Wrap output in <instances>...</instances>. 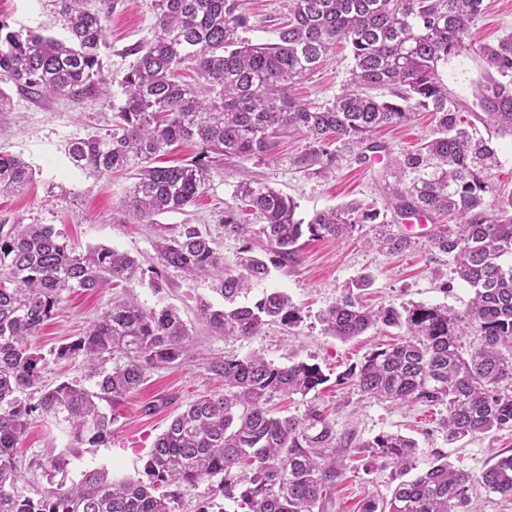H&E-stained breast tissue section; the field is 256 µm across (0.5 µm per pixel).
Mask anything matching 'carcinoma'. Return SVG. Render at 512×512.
I'll list each match as a JSON object with an SVG mask.
<instances>
[{
  "label": "carcinoma",
  "mask_w": 512,
  "mask_h": 512,
  "mask_svg": "<svg viewBox=\"0 0 512 512\" xmlns=\"http://www.w3.org/2000/svg\"><path fill=\"white\" fill-rule=\"evenodd\" d=\"M483 2L291 0L274 39L254 44L245 37L254 24L242 0H151L152 36L127 51L134 61L121 81L112 129L68 141L66 154L103 181L136 170L125 207L138 223L154 225L159 264L192 278L220 271L215 292L224 306L202 301L198 319L226 337L253 338L269 324L290 330L302 321L278 290L251 306L237 304L269 266L298 263L305 233L339 238L361 224L385 223L381 212L351 202L306 222L292 197L243 179L222 220L224 236L242 242L233 267L196 225L172 234L154 217L192 204L215 158L276 162L292 138L303 143L292 163L324 176L346 158L372 162L388 153L376 129L403 125L417 110L433 113V133L390 168L388 206L401 216L424 211L452 220L435 225L430 247L450 258L474 298L461 311L424 304L374 309L355 295L369 280L357 279L326 311V329L342 341L384 327L404 334L367 354L339 383L379 401L446 405L443 427L451 440L512 432V194H497L492 179L500 164L492 137H512V33L476 51L484 81L472 103L441 74L450 59L472 50L468 31ZM120 5L47 0L52 23L65 32L61 39L15 31L1 20L0 112L11 105L8 83L78 102L109 95L105 31ZM341 42L354 61L341 92L318 104L294 96V86ZM478 122L491 136L478 134ZM182 142L199 146L192 160L153 165ZM32 178L20 157L0 151V194ZM250 214L259 227L248 222ZM374 243L402 252L415 241L381 232ZM144 275L131 256L108 247L81 251L50 224H0V512H177L189 490L215 477L212 495L241 512H328L347 479L349 441L321 407L279 418L268 403L276 395L305 397L329 378L316 364L278 366L258 352L207 363L224 391L196 399L171 422L142 474L116 479L94 468L69 486L56 480L68 475L81 449L111 438L115 417L100 402L114 405L151 371L181 365L191 333L172 306L147 310L132 296L108 302L83 335L55 353L58 360L82 358L96 379L93 390L77 381L44 386L46 358L32 339L73 291L100 292ZM470 335L477 345L466 354L462 340ZM35 418L67 424L70 441L49 450L39 463L47 485L30 491L21 487L15 448ZM365 447L378 449L402 475L416 469L418 445L409 437L382 434ZM479 486L512 497L511 452L499 453L478 476L439 458L390 496L364 500L360 512H476Z\"/></svg>",
  "instance_id": "obj_1"
}]
</instances>
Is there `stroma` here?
Segmentation results:
<instances>
[{"label": "stroma", "mask_w": 512, "mask_h": 512, "mask_svg": "<svg viewBox=\"0 0 512 512\" xmlns=\"http://www.w3.org/2000/svg\"><path fill=\"white\" fill-rule=\"evenodd\" d=\"M484 4L483 14L471 29L470 40L475 46L496 43L512 32V0H484ZM246 7L255 22L249 39L255 43L271 41L273 29L288 11L286 0H247ZM0 19L14 30L56 37L63 34L60 27L51 26L43 0H0ZM153 25L150 0H125L113 13L105 31L113 96H120V81L132 62L127 47L150 38ZM350 66L348 51L336 52L320 71L297 87V96L312 101L332 98L339 93ZM442 73L449 86L468 101L482 79L480 62L472 54L452 59ZM8 92L12 106L10 111L0 112V147L20 155L32 169L34 181L23 192L0 196V223L20 219L27 224H50L73 239L79 248L113 247L137 259L142 267L157 265L153 229L135 223L123 206L133 183L130 173H114L104 183L75 169L64 152L67 141L110 128L111 102L36 98L13 86ZM433 127L432 115L419 112L404 125L380 131L379 137L386 141L390 157L395 158L429 137ZM300 149V142H288L283 149L284 160L277 163L219 160L194 204L159 216V223L174 230L183 224L198 225L211 234L225 265H234L240 243L224 235V207L231 203L237 181L257 178L294 197L302 219L359 200L383 210L386 226L366 224L349 236L307 242L298 264L271 269L266 280L252 286L247 302L277 289L300 308L303 320L290 331L270 325L263 336L254 339H227L197 322L200 302H222L214 291L216 277L212 274L192 279L179 270L165 269L166 288L160 294L147 284H130V293L144 308L171 305L178 309L192 331L186 359L179 367L149 374L139 388L120 401L115 408L111 439L105 445L82 449L72 464L70 479H79L82 471L101 467L116 476L141 473L150 449L172 420L192 401L222 390V383L206 369L209 359L242 358L256 350L280 366L301 361L318 364L328 377L318 391L290 399L274 397L271 407L278 415H299L316 403L329 410L338 432L352 434L354 446L348 453L347 479L337 489L336 504L330 512H359L365 498L390 496L401 481V474L369 448V441L378 435L399 433L415 439L417 468L421 471L444 456L455 469L477 475L503 449L512 448L511 435L449 441L442 427L447 414L445 406L402 407L363 398L352 386L336 385V378L361 362L367 353L395 342L403 334L402 329L395 327L373 329L344 342L326 332L324 312L354 280L364 275L370 277L372 284L364 299L373 307L422 303L461 310L473 291L454 279L447 256L435 252L427 240H420L416 247L400 253L366 245V238L375 237L379 230L393 234L408 231L405 220L386 207L388 176L383 164L367 166L350 159L342 161L333 175L315 177L289 164V157ZM109 298L106 292L70 295L41 330L37 345L42 353L50 354L60 344L82 335L99 317ZM66 443L67 435L59 429L42 423L31 426L18 448L30 482L43 483L38 461L49 449Z\"/></svg>", "instance_id": "stroma-1"}]
</instances>
